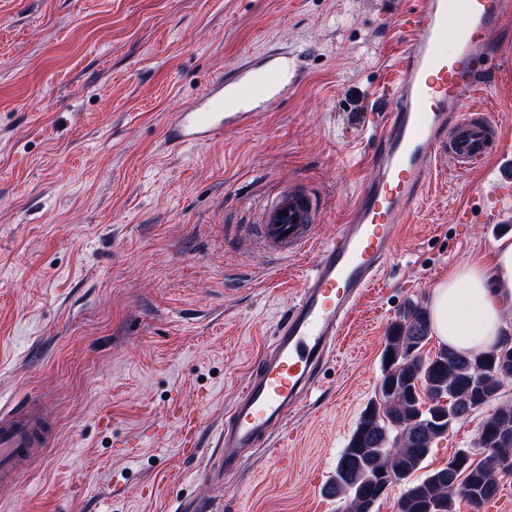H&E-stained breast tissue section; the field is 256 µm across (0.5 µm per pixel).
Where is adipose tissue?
<instances>
[{
	"label": "adipose tissue",
	"instance_id": "adipose-tissue-1",
	"mask_svg": "<svg viewBox=\"0 0 512 512\" xmlns=\"http://www.w3.org/2000/svg\"><path fill=\"white\" fill-rule=\"evenodd\" d=\"M493 253L492 265L463 264L431 291V330L448 347L485 351L512 328V240L497 241Z\"/></svg>",
	"mask_w": 512,
	"mask_h": 512
}]
</instances>
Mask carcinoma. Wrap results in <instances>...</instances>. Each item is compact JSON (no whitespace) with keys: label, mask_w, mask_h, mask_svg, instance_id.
Instances as JSON below:
<instances>
[{"label":"carcinoma","mask_w":512,"mask_h":512,"mask_svg":"<svg viewBox=\"0 0 512 512\" xmlns=\"http://www.w3.org/2000/svg\"><path fill=\"white\" fill-rule=\"evenodd\" d=\"M430 335L429 316L414 303L389 326L377 393L324 488L341 501V512H375L388 482L407 485L398 512H455L459 498L479 506L497 495L498 475L512 453V404L499 406L480 423L484 457L460 448L444 466L420 470L436 440L497 399L512 379V346L479 354L441 346L427 356ZM442 398L449 400L444 413L437 406Z\"/></svg>","instance_id":"obj_1"}]
</instances>
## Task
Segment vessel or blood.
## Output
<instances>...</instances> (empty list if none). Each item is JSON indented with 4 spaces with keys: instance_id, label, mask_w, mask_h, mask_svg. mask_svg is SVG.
I'll use <instances>...</instances> for the list:
<instances>
[{
    "instance_id": "b4317fda",
    "label": "vessel or blood",
    "mask_w": 512,
    "mask_h": 512,
    "mask_svg": "<svg viewBox=\"0 0 512 512\" xmlns=\"http://www.w3.org/2000/svg\"><path fill=\"white\" fill-rule=\"evenodd\" d=\"M457 6L458 0H412L403 14L400 25L411 41L386 89L390 108L373 129V175L336 236L318 243L316 202L304 190L281 189L259 209L258 248L285 257L313 247L317 255L226 414L220 438L224 473H232L242 451L258 446L314 389L346 319L395 256L398 230L427 193L433 168L512 158V136L464 114L485 87L487 57L479 47L512 13V0H467L462 15ZM450 39L455 48L449 53ZM300 78L297 56L274 50L250 55L176 113L168 137L178 146H201L246 130L260 106L287 94ZM52 436L53 412L44 400L1 409L0 484L16 483L43 461Z\"/></svg>"
}]
</instances>
